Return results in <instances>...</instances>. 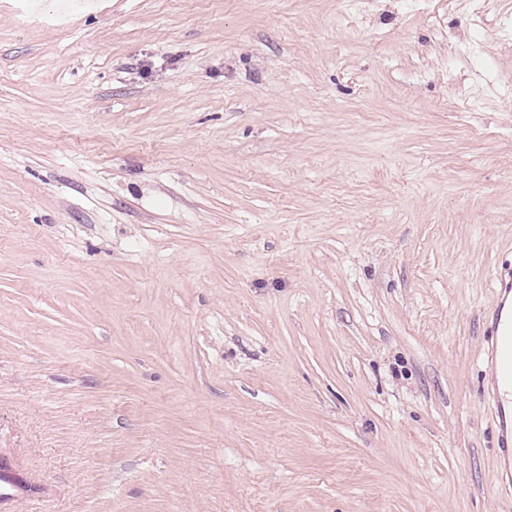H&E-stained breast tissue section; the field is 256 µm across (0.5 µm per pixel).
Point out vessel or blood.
Returning a JSON list of instances; mask_svg holds the SVG:
<instances>
[{
	"mask_svg": "<svg viewBox=\"0 0 512 512\" xmlns=\"http://www.w3.org/2000/svg\"><path fill=\"white\" fill-rule=\"evenodd\" d=\"M496 305L483 322L485 362L488 368L486 393L496 417V445L504 463L502 481L512 486V267L495 277Z\"/></svg>",
	"mask_w": 512,
	"mask_h": 512,
	"instance_id": "b4317fda",
	"label": "vessel or blood"
}]
</instances>
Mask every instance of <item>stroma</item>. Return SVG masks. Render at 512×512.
<instances>
[{
    "label": "stroma",
    "mask_w": 512,
    "mask_h": 512,
    "mask_svg": "<svg viewBox=\"0 0 512 512\" xmlns=\"http://www.w3.org/2000/svg\"><path fill=\"white\" fill-rule=\"evenodd\" d=\"M0 0L11 512H512V0ZM495 308L483 322L486 393L495 411L494 433L503 461L502 481L512 486V267L501 268L495 277ZM511 310H505L507 301ZM508 417H507V411ZM509 420V422H508Z\"/></svg>",
    "instance_id": "1"
}]
</instances>
